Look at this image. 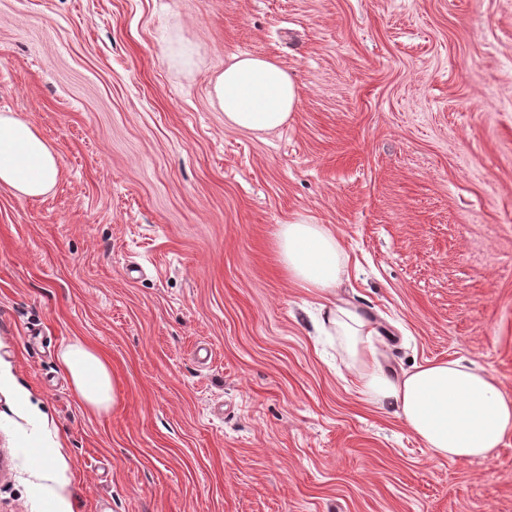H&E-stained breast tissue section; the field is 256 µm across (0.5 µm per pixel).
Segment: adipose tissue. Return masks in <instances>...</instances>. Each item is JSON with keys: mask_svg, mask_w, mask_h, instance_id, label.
Instances as JSON below:
<instances>
[{"mask_svg": "<svg viewBox=\"0 0 512 512\" xmlns=\"http://www.w3.org/2000/svg\"><path fill=\"white\" fill-rule=\"evenodd\" d=\"M228 129L269 132L282 127L300 101L293 76L274 60L233 56L212 82ZM60 157L34 125L0 113V185L35 199L58 181ZM275 243L290 281L320 298V329L340 336L347 367L363 401L389 410L433 457L451 462L488 459L512 434V394L466 358L428 362L395 371L381 359L380 327L365 310L333 293L347 278L349 256L323 224H282ZM60 359L79 398L100 411L115 402L108 362L81 342Z\"/></svg>", "mask_w": 512, "mask_h": 512, "instance_id": "1", "label": "adipose tissue"}]
</instances>
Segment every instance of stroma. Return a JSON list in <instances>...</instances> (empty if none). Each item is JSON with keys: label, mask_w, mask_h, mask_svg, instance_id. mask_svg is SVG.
Wrapping results in <instances>:
<instances>
[{"label": "stroma", "mask_w": 512, "mask_h": 512, "mask_svg": "<svg viewBox=\"0 0 512 512\" xmlns=\"http://www.w3.org/2000/svg\"><path fill=\"white\" fill-rule=\"evenodd\" d=\"M243 53L300 87L273 132L212 101ZM1 112L61 172L0 187V512H512V437L451 463L362 402L275 246L327 225L392 367L512 393V0H0ZM60 359L70 374L77 395L86 405L100 411L114 404L109 364L96 350L75 341L61 351Z\"/></svg>", "instance_id": "1"}]
</instances>
